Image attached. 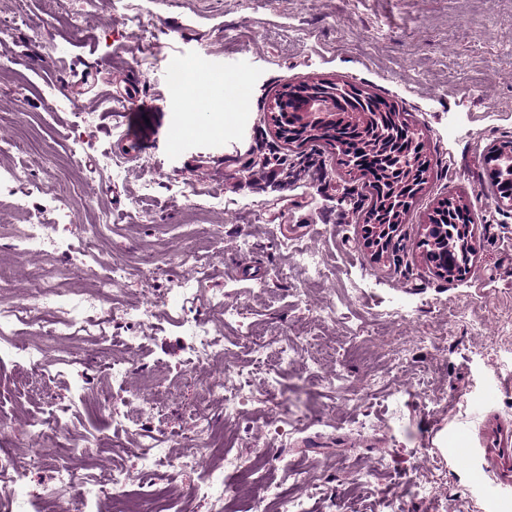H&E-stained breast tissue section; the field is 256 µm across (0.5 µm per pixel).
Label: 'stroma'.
Returning a JSON list of instances; mask_svg holds the SVG:
<instances>
[{"label": "stroma", "instance_id": "obj_1", "mask_svg": "<svg viewBox=\"0 0 512 512\" xmlns=\"http://www.w3.org/2000/svg\"><path fill=\"white\" fill-rule=\"evenodd\" d=\"M132 2L169 31L144 64L112 0H0V14L23 18L7 37L13 63L0 70V167L26 173L25 185L0 184V197L51 183L50 194L29 204L48 218L65 204L59 234L71 243L70 251H36L7 266L0 286L21 298L49 273L58 288L81 292L141 255L155 266L152 277L134 271L112 288L116 302L145 304L143 323L112 324L95 339L48 349L41 380L0 357V405L13 414L0 442L33 468L28 494L53 472L52 449L32 462L24 433L47 402L72 406L73 435L88 447L72 463L78 476L127 463L118 449L97 446L111 423L89 402L108 385L113 341L143 336L149 347L126 388L155 375L158 408L128 407L125 440L179 444L202 410L234 451L264 452L263 486L227 471L238 494L226 512L267 490L294 491L306 512H481L467 470L438 448L453 427L478 428L485 413L512 420V209L495 203L483 164L489 148L512 140V0ZM72 11L81 26H71ZM173 62L225 78L221 108L237 114L238 148L224 137L199 138L167 159L168 130L186 120ZM309 77L351 83L408 112L435 164L383 258L363 244L371 196L338 150L322 140L285 142L267 113L284 86ZM240 78L250 87L242 104L233 92ZM130 113L153 148L105 166ZM259 157L270 165L248 176L246 165ZM214 197L224 209L209 207ZM448 198L477 215L474 263L452 280L433 273L419 245L423 224ZM105 215L106 235L87 249L76 225ZM286 239L317 252L335 278L306 288ZM194 266L203 271L201 292L148 306ZM210 289L242 311L224 344L228 363L248 372L253 399L232 422L223 400L202 390L218 367L189 370L177 327L182 312H207ZM328 304L336 317L320 320L317 310ZM392 305L402 319L386 317ZM298 332L307 340L303 356L268 378L253 362L255 348ZM317 366L335 374L334 384L308 380ZM271 383L277 403L257 402ZM282 425L293 430L285 448L273 436ZM426 483L439 492L418 499Z\"/></svg>", "mask_w": 512, "mask_h": 512}]
</instances>
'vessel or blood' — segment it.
<instances>
[{
    "label": "vessel or blood",
    "mask_w": 512,
    "mask_h": 512,
    "mask_svg": "<svg viewBox=\"0 0 512 512\" xmlns=\"http://www.w3.org/2000/svg\"><path fill=\"white\" fill-rule=\"evenodd\" d=\"M470 468V478L487 512H512V424L484 418L477 447L451 449Z\"/></svg>",
    "instance_id": "obj_1"
}]
</instances>
